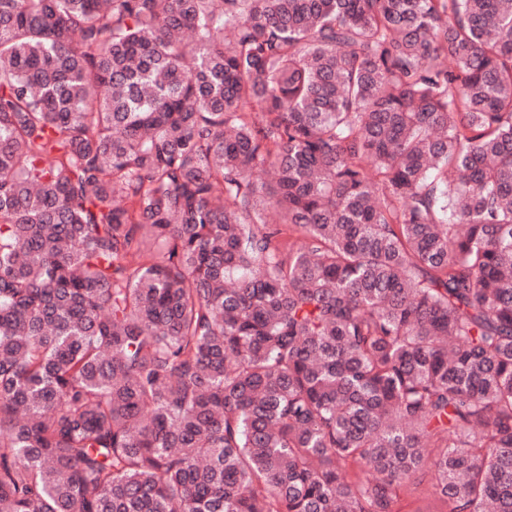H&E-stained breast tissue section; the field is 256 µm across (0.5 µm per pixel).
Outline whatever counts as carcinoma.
Returning <instances> with one entry per match:
<instances>
[{
  "label": "carcinoma",
  "mask_w": 512,
  "mask_h": 512,
  "mask_svg": "<svg viewBox=\"0 0 512 512\" xmlns=\"http://www.w3.org/2000/svg\"><path fill=\"white\" fill-rule=\"evenodd\" d=\"M427 474L512 512V0H0V512Z\"/></svg>",
  "instance_id": "carcinoma-1"
}]
</instances>
